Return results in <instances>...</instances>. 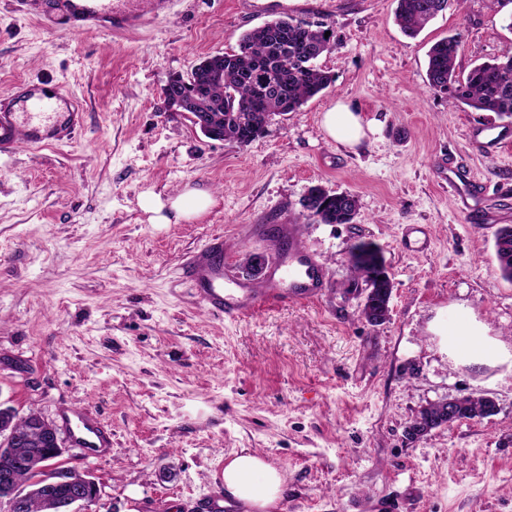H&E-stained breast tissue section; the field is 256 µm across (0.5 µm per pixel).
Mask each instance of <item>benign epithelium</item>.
I'll return each mask as SVG.
<instances>
[{"instance_id":"7a95c632","label":"benign epithelium","mask_w":512,"mask_h":512,"mask_svg":"<svg viewBox=\"0 0 512 512\" xmlns=\"http://www.w3.org/2000/svg\"><path fill=\"white\" fill-rule=\"evenodd\" d=\"M469 397L454 398L437 403L439 413L437 417L449 423L457 420L458 416L465 412L466 401ZM431 422V417L426 414V408H421L407 426V435L413 439L424 436L422 427ZM19 441L27 444V455L23 466L38 476L33 480L36 491L48 502L71 512L77 508V512H94L91 506L97 504L102 495L101 487L91 478L75 480L71 478L70 467L56 468L50 474H44L46 468L43 462L48 457H58L65 453L62 442L54 423L41 414L31 421L28 434L19 436ZM18 462L12 449L0 448V486L12 488L15 484V472ZM26 498L13 491L8 496L0 499V512H19L25 508Z\"/></svg>"}]
</instances>
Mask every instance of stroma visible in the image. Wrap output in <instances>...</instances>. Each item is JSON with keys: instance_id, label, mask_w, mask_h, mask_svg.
<instances>
[{"instance_id": "1", "label": "stroma", "mask_w": 512, "mask_h": 512, "mask_svg": "<svg viewBox=\"0 0 512 512\" xmlns=\"http://www.w3.org/2000/svg\"><path fill=\"white\" fill-rule=\"evenodd\" d=\"M258 4L172 0L163 22L115 35L61 32L30 0H0V96L47 79L85 112L68 143L0 153V402L54 421L80 407L111 428L107 458L72 447L61 459L101 486L96 512H205L225 456L244 448L287 475L271 512H512V282L494 253L497 228L512 225V142L474 151L471 129L490 139L502 119L449 107L426 76L430 46L452 33L461 75L512 48L501 0H450L414 38L394 21L397 0ZM282 15L331 30L336 46L317 61L327 89L245 147L166 111L170 77ZM339 102L375 123L356 146L322 127ZM445 159L483 182L492 223L464 222ZM314 185L355 195L354 223L308 219ZM188 187L215 204L149 223L146 193ZM278 224L298 225L322 264V297L234 321L208 312L186 262L220 235L240 267L275 250ZM408 224L428 225L427 252L401 249ZM361 241L393 282L378 326L351 277ZM461 310L502 343L500 360L449 350L442 330ZM479 394L494 415L407 435L421 407Z\"/></svg>"}]
</instances>
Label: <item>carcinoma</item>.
Instances as JSON below:
<instances>
[{
	"label": "carcinoma",
	"instance_id": "cac0c4a2",
	"mask_svg": "<svg viewBox=\"0 0 512 512\" xmlns=\"http://www.w3.org/2000/svg\"><path fill=\"white\" fill-rule=\"evenodd\" d=\"M449 0H398L395 19L409 37L444 11ZM326 28L290 17L274 19L244 32L239 48L224 53V80L206 82L203 101L195 84L202 80L175 76L166 93L184 112H209L224 140L246 146L262 134L272 114L296 112L329 87L330 75L316 65L335 44L325 37ZM462 35L455 33L436 41L428 52L429 88L446 95L452 108L466 106L475 112H493L512 118V51L493 63L470 69L464 78L455 62L462 49ZM304 208L320 216L322 224H349L358 209L356 196L331 193L319 187L309 190ZM495 257L503 279L512 281V229H497Z\"/></svg>",
	"mask_w": 512,
	"mask_h": 512
}]
</instances>
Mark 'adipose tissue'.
I'll return each mask as SVG.
<instances>
[{"instance_id":"ef3b65f1","label":"adipose tissue","mask_w":512,"mask_h":512,"mask_svg":"<svg viewBox=\"0 0 512 512\" xmlns=\"http://www.w3.org/2000/svg\"><path fill=\"white\" fill-rule=\"evenodd\" d=\"M322 124L332 139L350 147L359 144L366 135L361 117L343 103L325 112ZM212 203L210 191L190 188L168 197L147 194L142 209L148 213L150 223L167 224L174 219L199 216ZM444 334L449 350L473 362L481 363L500 353L498 345L487 339L485 326L465 314H457ZM223 478L225 493L245 512H269L280 499L285 484L279 469L262 455L245 448L225 459Z\"/></svg>"}]
</instances>
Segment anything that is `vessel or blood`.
<instances>
[{
	"mask_svg": "<svg viewBox=\"0 0 512 512\" xmlns=\"http://www.w3.org/2000/svg\"><path fill=\"white\" fill-rule=\"evenodd\" d=\"M43 14L65 22L69 32L109 30L122 33L163 19L170 0H37ZM84 122V111L75 96L49 81H28L0 99V152L13 150L18 141L31 147L69 142ZM448 185L457 195L466 220L483 221L477 207L481 182L457 164L448 166ZM280 236L288 252L273 261L266 284L255 288L224 267V240L206 244L187 264L185 274L208 311L229 319L263 308L304 304L319 300L324 269L302 245L295 225L283 224ZM62 422L72 442L87 457L101 459L112 449V435L91 414L71 410Z\"/></svg>",
	"mask_w": 512,
	"mask_h": 512,
	"instance_id": "obj_1",
	"label": "vessel or blood"
}]
</instances>
